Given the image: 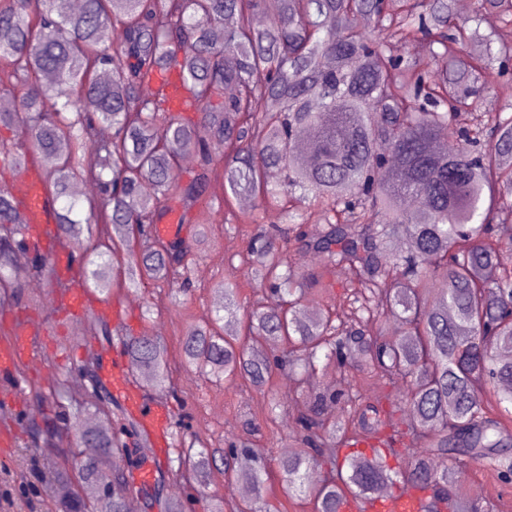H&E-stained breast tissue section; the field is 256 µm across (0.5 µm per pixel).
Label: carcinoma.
Masks as SVG:
<instances>
[{"label":"carcinoma","mask_w":512,"mask_h":512,"mask_svg":"<svg viewBox=\"0 0 512 512\" xmlns=\"http://www.w3.org/2000/svg\"><path fill=\"white\" fill-rule=\"evenodd\" d=\"M262 9L263 0H82L75 12L70 0H0V97L18 101L15 111H0V127L14 137L0 147V308L21 304L33 278L70 287L74 269L93 293L145 280L184 290L207 228L199 226L193 242L154 228L174 209L180 223H195L207 185L221 176L224 201L212 211L257 232L214 284L224 315L185 334V365L256 388L275 369L298 384L336 366V384L296 418L303 448L278 461L282 487L310 497L314 512H340L347 502L365 512L381 485L423 494L425 512L437 504L469 512L448 480V455L482 459L512 481L503 461L512 416L502 417L512 406V356H503L512 352V268L484 276L504 245L497 222L512 220V113L483 112L477 100L487 71L512 74V0H478L462 25L454 0H280L278 14L259 27L253 18ZM486 12L501 17L500 29L481 31ZM358 14L370 29L352 25ZM106 27L120 32L112 51L102 46ZM417 32L428 39L427 54L395 53ZM166 70L178 71L189 90L179 111L164 87L139 93ZM48 91L52 112L41 106ZM270 101L280 109L267 111ZM103 128L111 137H100ZM189 155L195 165L185 170ZM33 157L51 199L69 198L57 213L61 238L86 241L63 274L40 250L36 225L17 216L11 178ZM269 168L281 172L274 185ZM86 178L100 195L86 200L83 218L69 190ZM242 197L255 207L239 215ZM285 198V224L262 229L265 212ZM309 208L319 223H307ZM290 246L321 271L287 262ZM20 248L32 251L26 267L14 263ZM240 267L278 304L241 310ZM329 274L344 276L351 314L304 319L302 299L332 287ZM391 318L403 332L385 336L381 325ZM122 342L165 387L161 339ZM265 343L277 350L266 354ZM359 363L367 375L357 379L350 367ZM102 365L93 354L56 380L59 398L67 376H89L86 404L59 403L39 421L20 414L22 430L35 441L84 412L112 413ZM393 377L401 400L370 394L373 379ZM328 403L340 418L325 417ZM126 432L124 423L90 428L76 452L83 482L112 498V512H127L133 487L119 473L99 472L96 451L119 450ZM220 452L192 442L178 449V467L204 484ZM239 453L252 465L227 463L224 471L251 489L240 512H271L266 458L237 438L228 456ZM318 466L324 477L311 487L308 471ZM55 477L64 488L58 512H93L67 473Z\"/></svg>","instance_id":"cac0c4a2"}]
</instances>
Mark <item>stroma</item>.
Listing matches in <instances>:
<instances>
[{
  "label": "stroma",
  "instance_id": "obj_1",
  "mask_svg": "<svg viewBox=\"0 0 512 512\" xmlns=\"http://www.w3.org/2000/svg\"><path fill=\"white\" fill-rule=\"evenodd\" d=\"M206 225L208 237L198 249L188 295L170 299L167 285L154 281L136 290H113L112 304L119 315L109 324L135 336L153 331L163 337L167 345V384L174 387L179 398L169 399L164 391L150 384L142 370H134L133 379L146 398L167 403L173 416L187 415L191 433L209 447H223L225 437L248 433L256 447L276 460L295 445L291 430L285 425L287 419L293 418L295 405L307 404L315 391L332 385L336 372L324 370L316 375L315 386L299 388L287 374L276 372L266 388L259 391L244 382L230 386L209 379L185 366L184 334L188 327L211 320L217 306L223 304V296L217 295L211 285L223 279L225 257L243 246L241 236L225 233L215 217H208ZM51 293L45 279L31 280L24 289L28 307L13 312L18 320L43 326L38 342L43 359L23 366L25 380L18 387V402L0 403V420H12L8 432H0V512H56V498L43 493L44 486L54 483L55 477L47 471L45 458H33L23 449L25 436L14 417L20 413H53L55 407L47 394L54 373L64 372L85 358L88 350L100 347L95 336L81 330L83 313L55 312L49 302ZM125 442L126 451L112 454L111 467L131 483H138L141 470L148 466L155 475L165 477L164 497L182 504L183 512H206V503L213 497L223 499L225 507L237 505V498L225 493L223 460L214 462L207 487L196 491L172 478L171 452L152 455L144 430L131 431ZM458 470L459 489L465 499L478 503L483 512H512V483L502 482L493 468L467 459L459 463Z\"/></svg>",
  "mask_w": 512,
  "mask_h": 512
}]
</instances>
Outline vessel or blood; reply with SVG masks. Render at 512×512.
<instances>
[{
  "mask_svg": "<svg viewBox=\"0 0 512 512\" xmlns=\"http://www.w3.org/2000/svg\"><path fill=\"white\" fill-rule=\"evenodd\" d=\"M14 193L23 202L22 216L27 223L41 225L48 238L56 236V212L46 197L39 171L28 167L17 175ZM40 335V327L28 323L20 336L0 342V372L11 371L21 363L32 359L34 344ZM107 375L112 381L113 391L120 395L128 409L140 421L151 437V446L166 445L172 427V416L168 407L161 402L148 403L142 400L139 391L129 380L127 360H120L108 368ZM367 512H423L422 500L410 490L391 491L375 495L366 507Z\"/></svg>",
  "mask_w": 512,
  "mask_h": 512,
  "instance_id": "b4317fda",
  "label": "vessel or blood"
}]
</instances>
